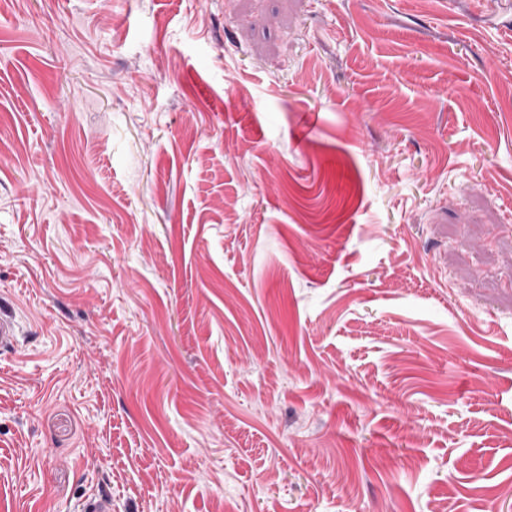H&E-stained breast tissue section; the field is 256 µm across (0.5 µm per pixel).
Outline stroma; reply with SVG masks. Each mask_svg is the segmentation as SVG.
I'll return each mask as SVG.
<instances>
[{
    "mask_svg": "<svg viewBox=\"0 0 512 512\" xmlns=\"http://www.w3.org/2000/svg\"><path fill=\"white\" fill-rule=\"evenodd\" d=\"M0 512H512V0H0Z\"/></svg>",
    "mask_w": 512,
    "mask_h": 512,
    "instance_id": "stroma-1",
    "label": "stroma"
}]
</instances>
